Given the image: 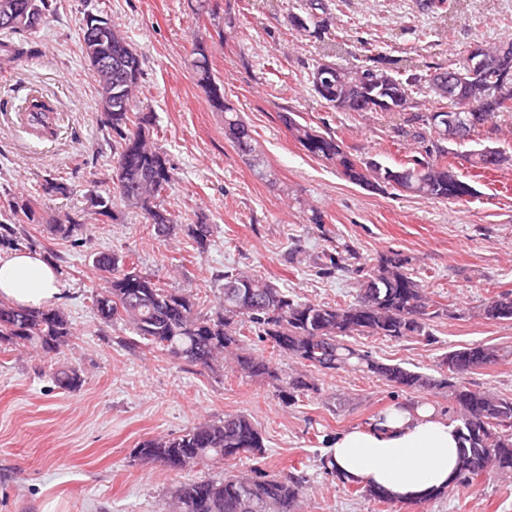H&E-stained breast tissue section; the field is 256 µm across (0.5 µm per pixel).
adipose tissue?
<instances>
[{
    "mask_svg": "<svg viewBox=\"0 0 512 512\" xmlns=\"http://www.w3.org/2000/svg\"><path fill=\"white\" fill-rule=\"evenodd\" d=\"M58 266L35 251L0 257V300L25 308L58 303ZM457 424L427 404L397 403L372 423L338 433L328 461L348 482L373 484L401 501L446 488L456 476Z\"/></svg>",
    "mask_w": 512,
    "mask_h": 512,
    "instance_id": "1",
    "label": "adipose tissue"
}]
</instances>
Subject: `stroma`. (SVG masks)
<instances>
[{
	"label": "stroma",
	"instance_id": "obj_1",
	"mask_svg": "<svg viewBox=\"0 0 512 512\" xmlns=\"http://www.w3.org/2000/svg\"><path fill=\"white\" fill-rule=\"evenodd\" d=\"M329 33L297 31L306 0H216L214 17L196 16L191 0H58L34 36L39 54L0 68V225L22 229L24 249L62 270L59 307L76 329L54 360L32 350L0 349V512H172L173 485L223 479L252 467L290 470L307 482L300 512H391L386 504L348 492L324 468L330 438L367 423L393 399L389 387L360 372L319 376L317 393L288 403L267 378H246L231 365L203 370L141 343L129 326L100 323L93 294L104 284L94 265L102 253L133 255L163 287L190 293L198 313L213 315L217 278L242 270L266 278L300 301H354L359 271L383 254L409 257V269L446 315L433 322L435 340L390 341L357 336L352 343L388 363L436 373L448 350L487 343L500 348L495 365L469 375L472 385L512 397V321L479 317L485 300L512 290V165L476 176L461 201L370 190L342 178L308 155L280 119L342 139L353 154L386 165L405 162L418 125L392 112H338L310 87L308 72L332 61L361 66L397 64L421 73L447 66L477 42H512V0H451L449 9L421 13L414 0H328ZM100 9L120 24L142 56L135 111L152 114L153 141L175 168L161 201L181 228L155 236L142 211L117 207L112 220L86 214L89 190L112 183V136L101 125L97 82L81 58L85 11ZM206 43L225 100L250 125L270 172L257 178L224 137L214 109L193 74L192 41ZM367 41L368 55L350 52ZM58 108L49 140L34 138L19 118L28 99ZM60 179L68 196L45 193ZM32 201L34 217L12 212L8 199ZM324 214L311 223L312 209ZM82 218V245L54 230ZM205 221L213 234L199 250L187 225ZM350 251L351 273L319 276L324 251ZM73 368L81 384L63 390L51 368ZM245 413L264 436L265 453L175 471L143 466V440L182 434L227 414ZM401 512H512V476L490 474Z\"/></svg>",
	"mask_w": 512,
	"mask_h": 512
}]
</instances>
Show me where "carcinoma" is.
<instances>
[{
    "mask_svg": "<svg viewBox=\"0 0 512 512\" xmlns=\"http://www.w3.org/2000/svg\"><path fill=\"white\" fill-rule=\"evenodd\" d=\"M56 0H0V17L9 12L28 16L37 23L26 28L0 22V56L12 61L32 55L37 49L26 40L56 11ZM307 23L319 30L332 25L324 0H307ZM302 17L292 16L293 26L304 31ZM81 52L86 65L95 55L106 63L93 71L98 84L102 124L112 134V159L121 168V185L89 195L90 209L97 216L115 217L114 208L144 211L148 224L159 236H172L180 229L173 214L158 202L174 178L167 155L152 139L146 118L132 119V106L141 88L142 59L138 50L111 22L105 30L80 27ZM474 47L492 62L483 74L455 90L457 97L438 93L432 82L413 68L390 70L378 66H340L339 74L317 82L316 69L308 73L315 93L338 112H387L380 100L392 95L405 103L406 121L428 129L418 136L413 155L398 166H376L351 153L344 142L302 124L286 113L282 121L293 139L309 155L336 166L347 180L365 187L389 186L431 200H461L475 194L448 164V147L441 141L432 120L440 110L458 102L471 105L468 130L463 141L502 112H512V43H476ZM470 49L463 50L437 74L469 72ZM191 67L197 83L214 108L224 113V137L248 160L255 174L268 177L263 157L257 153L252 130L224 101V92L212 70L210 50L201 41L192 43ZM425 94L422 101L416 94ZM119 104L107 105V95ZM32 126L44 122L56 108L42 96L32 97L25 108ZM468 164L494 170L505 157L488 159L481 149L465 153ZM199 248L212 236V226L202 221L187 228ZM95 265L108 273L104 285L93 296L98 320L104 324H128L144 344L172 358L210 370L231 363L249 378L267 376L279 380L270 359L245 352L242 336L250 333L270 342L272 351L286 354L300 369L288 376L286 396L292 401L318 391L315 374L353 370L373 376L405 393H434L448 398L456 413L459 433L460 472L458 483L468 485L490 472L512 473V398L470 387L467 377L496 364L502 357L494 345L475 343L448 351L438 374L414 370L399 363H385L354 347L355 336L390 340L414 338L431 342L436 304L409 272V258L399 253L385 255L359 281L355 301L344 304L300 302L271 281L236 270L222 276V301L212 316H201L186 293L162 287L150 274L137 269L132 255L100 254ZM317 273L332 277L348 270L345 257L333 252L316 256ZM489 321H512V290L489 298L480 310ZM74 328L59 309L29 310L0 300V346L40 351L53 358L69 346ZM53 379L61 388L78 386L80 377L70 370H56ZM261 430L246 414H228L222 419L199 423L180 435L142 441L135 449L140 462L161 459L172 470L209 466L241 456L263 453ZM304 488L303 477L292 471L265 475L257 470L240 471L222 481L199 479L181 482L171 491L173 512H296Z\"/></svg>",
    "mask_w": 512,
    "mask_h": 512,
    "instance_id": "obj_1",
    "label": "carcinoma"
}]
</instances>
